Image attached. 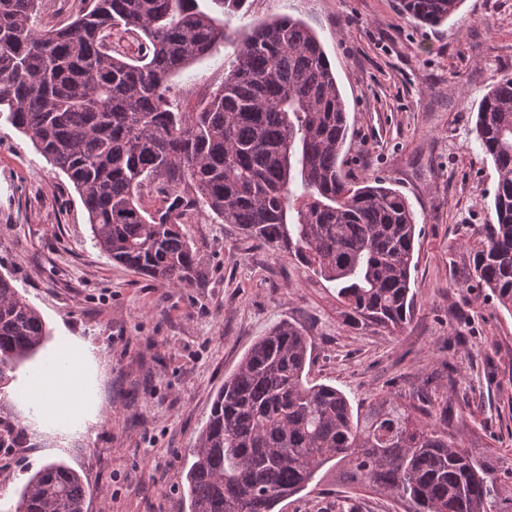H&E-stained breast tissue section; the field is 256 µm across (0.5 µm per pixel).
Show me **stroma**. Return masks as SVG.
I'll use <instances>...</instances> for the list:
<instances>
[{"instance_id": "35a3bbf8", "label": "stroma", "mask_w": 512, "mask_h": 512, "mask_svg": "<svg viewBox=\"0 0 512 512\" xmlns=\"http://www.w3.org/2000/svg\"><path fill=\"white\" fill-rule=\"evenodd\" d=\"M232 35L171 80L192 108L224 77L253 23L290 15L320 38L347 106L345 169L383 177L416 218L413 315L401 334L349 325L335 283L293 252L207 215L183 225L203 274L171 288L135 274L95 244L82 199L0 116V273L92 356L93 414L59 431L17 399L35 359L0 387V410L24 430L0 448V512L51 463L88 486L86 512H189L179 486L224 379L280 321L312 338L309 377L352 408L391 395L459 426L470 453L512 479V313L465 291V245L490 223L497 173L472 128L493 83L512 76V0H462L443 24H418L400 0H246ZM403 512L390 498L328 476L280 512Z\"/></svg>"}]
</instances>
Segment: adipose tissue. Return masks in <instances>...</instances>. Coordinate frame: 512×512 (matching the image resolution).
Wrapping results in <instances>:
<instances>
[{
    "mask_svg": "<svg viewBox=\"0 0 512 512\" xmlns=\"http://www.w3.org/2000/svg\"><path fill=\"white\" fill-rule=\"evenodd\" d=\"M19 397L46 423L59 429L76 426L87 402L80 346L70 337H63L32 370Z\"/></svg>",
    "mask_w": 512,
    "mask_h": 512,
    "instance_id": "obj_1",
    "label": "adipose tissue"
}]
</instances>
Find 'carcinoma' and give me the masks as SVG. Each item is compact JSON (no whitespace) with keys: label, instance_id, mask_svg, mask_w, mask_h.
Instances as JSON below:
<instances>
[{"label":"carcinoma","instance_id":"obj_1","mask_svg":"<svg viewBox=\"0 0 512 512\" xmlns=\"http://www.w3.org/2000/svg\"><path fill=\"white\" fill-rule=\"evenodd\" d=\"M79 2L69 24L48 27L38 0H0V114L80 193L95 245L186 288L202 258L181 225L203 209L335 283L350 323L403 330L415 216L384 179L345 173L346 104L315 31L289 15L254 25L218 88L184 112L170 78L230 38L228 19L246 0H221L225 21L198 0ZM460 4L401 0V9L437 26ZM474 132L497 172L495 223L467 249L461 287L512 313V77L484 96ZM146 196L160 204L146 208ZM48 335L0 273V385ZM311 350L301 327L281 321L224 379L181 486L190 512H275L325 468L404 512H512V485L463 439L389 397L353 412L343 392L308 380ZM86 497L81 476L52 463L29 477L15 512H85Z\"/></svg>","mask_w":512,"mask_h":512}]
</instances>
